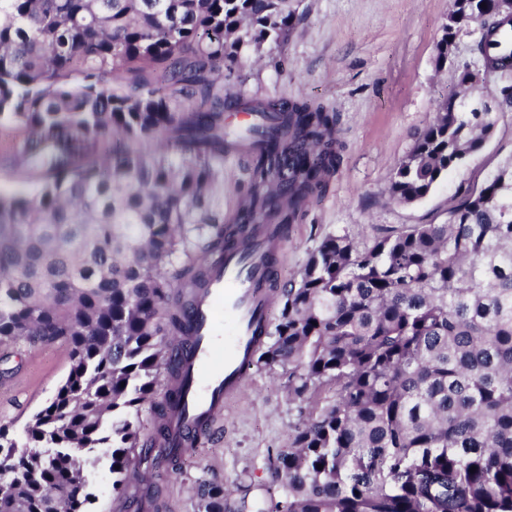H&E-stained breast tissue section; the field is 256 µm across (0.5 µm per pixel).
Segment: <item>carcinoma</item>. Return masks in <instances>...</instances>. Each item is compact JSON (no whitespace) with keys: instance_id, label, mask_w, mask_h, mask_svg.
I'll list each match as a JSON object with an SVG mask.
<instances>
[{"instance_id":"carcinoma-1","label":"carcinoma","mask_w":512,"mask_h":512,"mask_svg":"<svg viewBox=\"0 0 512 512\" xmlns=\"http://www.w3.org/2000/svg\"><path fill=\"white\" fill-rule=\"evenodd\" d=\"M483 3L452 0L436 66L475 23L479 65L512 68L496 39L512 18ZM293 16L291 0H0V122L24 131L11 164L41 175L31 192L0 193V341L70 346L54 395L19 437L0 433V512H87L98 448L119 499L135 449L153 469L178 466L170 417L209 265L244 225L298 220L341 160L337 114L307 99H236L263 123L224 125L214 74L284 41ZM153 65L158 83L140 78ZM117 72L139 80L113 89L103 77ZM182 92L200 105L178 111ZM475 92L439 104L390 176L392 201L425 198L494 135L512 84L494 112ZM252 139L251 192L226 224L213 187L224 154ZM280 294L256 364L288 370L295 400L321 386L335 398L277 450L278 491L260 512H512V159L442 224L369 247L325 238ZM136 476L156 504L153 474ZM224 501V484L199 485L197 512Z\"/></svg>"}]
</instances>
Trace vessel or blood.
<instances>
[{
	"label": "vessel or blood",
	"mask_w": 512,
	"mask_h": 512,
	"mask_svg": "<svg viewBox=\"0 0 512 512\" xmlns=\"http://www.w3.org/2000/svg\"><path fill=\"white\" fill-rule=\"evenodd\" d=\"M287 244L284 228L264 225L260 235L227 244L223 262L191 313L192 357L180 404L172 417L171 443L187 453L190 436L215 426L226 397L239 393L269 332L270 283Z\"/></svg>",
	"instance_id": "1"
}]
</instances>
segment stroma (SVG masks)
Returning a JSON list of instances; mask_svg holds the SVG:
<instances>
[{"label": "stroma", "instance_id": "obj_1", "mask_svg": "<svg viewBox=\"0 0 512 512\" xmlns=\"http://www.w3.org/2000/svg\"><path fill=\"white\" fill-rule=\"evenodd\" d=\"M295 18L284 42L264 45L224 69L225 97L286 102L304 97L339 116L341 162L324 192L309 197L288 229V247L275 274L279 285L296 280L309 253L330 235L369 246L413 224H437L459 192L482 182L512 154V108L466 166L451 172L422 201L401 205L387 194L389 177L416 135L434 119L452 87L435 65L436 44L450 0H294ZM20 132L0 124V190L34 188L35 180L6 157ZM250 181L249 161L228 157L214 186L215 200L232 223ZM70 347L6 342L9 374L0 373V428L21 434L35 411L54 394L69 368ZM333 391L319 388L303 402L288 394V372L252 369L241 395L224 402L223 427L203 439L177 471L157 472L162 512H196L198 482L223 484L230 512H255L273 487L277 449L295 426L327 405ZM105 452L86 471L93 501L89 512H116Z\"/></svg>", "mask_w": 512, "mask_h": 512}]
</instances>
